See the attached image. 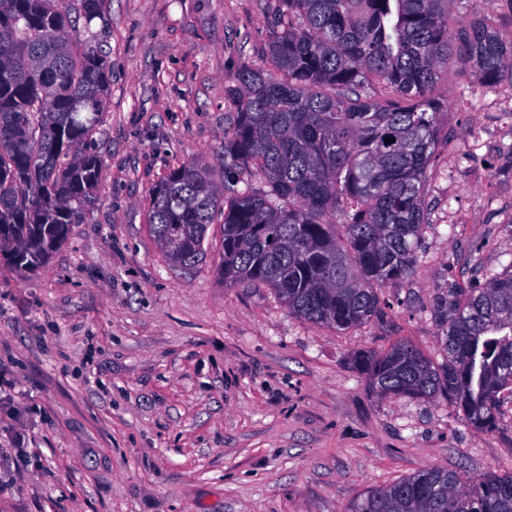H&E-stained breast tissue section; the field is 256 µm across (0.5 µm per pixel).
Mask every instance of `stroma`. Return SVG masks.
I'll return each mask as SVG.
<instances>
[{"label":"stroma","instance_id":"1","mask_svg":"<svg viewBox=\"0 0 512 512\" xmlns=\"http://www.w3.org/2000/svg\"><path fill=\"white\" fill-rule=\"evenodd\" d=\"M275 0H112L90 26L110 64L90 147L103 165L82 221L43 267L0 256V448L26 466L0 512H347L372 487L439 466L512 473V397L482 432L444 399H380L354 354L405 340L441 360L437 293L512 266V87L451 67L427 225L382 318L337 331L273 291L225 287L223 228L195 266H173L150 197L190 159L219 166L244 63L266 61ZM512 0H454L450 28Z\"/></svg>","mask_w":512,"mask_h":512}]
</instances>
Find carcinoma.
Masks as SVG:
<instances>
[{
	"instance_id": "cac0c4a2",
	"label": "carcinoma",
	"mask_w": 512,
	"mask_h": 512,
	"mask_svg": "<svg viewBox=\"0 0 512 512\" xmlns=\"http://www.w3.org/2000/svg\"><path fill=\"white\" fill-rule=\"evenodd\" d=\"M267 64L228 94L219 185L186 161L153 190L149 230L191 267L224 224V285H266L288 312L337 331L380 319L382 291L410 276L441 141L432 97L459 66L512 84V35L483 17L451 31L448 0H277ZM105 0H0V253L44 265L79 223L102 161L79 151L102 118L109 64L78 29ZM379 89V95L369 93ZM392 142L387 143L385 139ZM261 177V184L253 177ZM444 362L400 340L354 361L381 398L443 397L473 428L499 427L512 393V269L436 298ZM349 512H512V474L462 481L442 467L370 488Z\"/></svg>"
}]
</instances>
